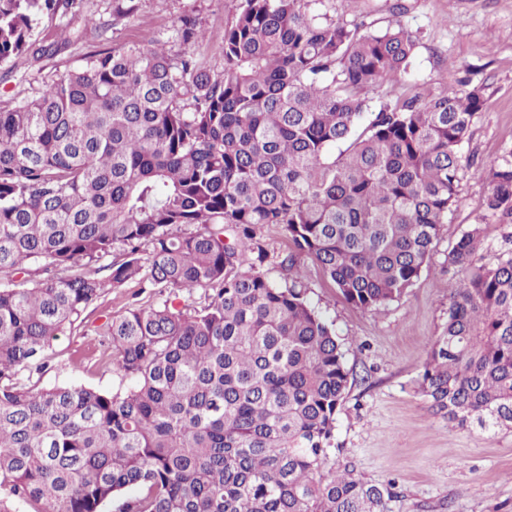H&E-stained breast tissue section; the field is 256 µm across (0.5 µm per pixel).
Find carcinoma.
<instances>
[{
    "mask_svg": "<svg viewBox=\"0 0 512 512\" xmlns=\"http://www.w3.org/2000/svg\"><path fill=\"white\" fill-rule=\"evenodd\" d=\"M75 2L0 0V65L68 46L70 24L36 29ZM311 2L239 0L219 31L187 17L180 51L92 52L0 112V512H386L393 484L325 473L350 373L300 265L356 307L401 300L461 204L486 98L392 95L413 34ZM137 10L112 0V24ZM483 176V219L512 224V150ZM483 245L472 224L448 252L464 278L421 393L494 437L512 430V248L476 267ZM130 283L153 303L94 328L115 385L39 386L57 337ZM197 56L200 63H202L211 74L215 75L222 72L224 58L220 44L214 42L200 46L197 50Z\"/></svg>",
    "mask_w": 512,
    "mask_h": 512,
    "instance_id": "cac0c4a2",
    "label": "carcinoma"
}]
</instances>
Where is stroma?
I'll return each mask as SVG.
<instances>
[{"instance_id": "1", "label": "stroma", "mask_w": 512, "mask_h": 512, "mask_svg": "<svg viewBox=\"0 0 512 512\" xmlns=\"http://www.w3.org/2000/svg\"><path fill=\"white\" fill-rule=\"evenodd\" d=\"M79 10L110 22L107 32L89 30L58 54L23 57L0 66V112L40 94L58 73L82 63L94 50L128 42L167 39L179 49L176 28L191 17L222 29L237 0H138L136 17L112 24V0H78ZM315 13L376 30L400 21L417 38L403 90L452 95L462 81L485 88L486 106L475 114L464 155L475 166L463 171L461 206L443 225L436 248L416 285L401 301L376 310L347 303L312 262L304 276L311 302L333 322L354 374L336 417L329 468L353 467L376 483H393L388 512H512V431L488 437L435 415L420 391L433 342L447 320L448 298L461 273L449 268L450 248L483 213L486 182L481 168L512 149V0H317ZM138 285L109 291L84 313V325L59 336L40 386L108 388L111 372L95 357L105 316L129 302L150 303Z\"/></svg>"}]
</instances>
